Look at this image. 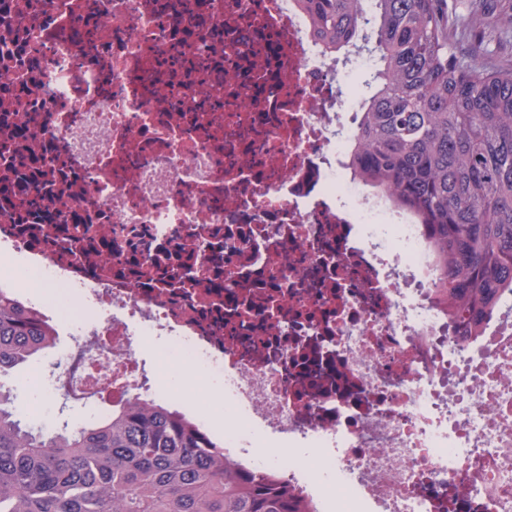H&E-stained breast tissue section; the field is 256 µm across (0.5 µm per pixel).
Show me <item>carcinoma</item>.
Instances as JSON below:
<instances>
[{"instance_id":"obj_1","label":"carcinoma","mask_w":512,"mask_h":512,"mask_svg":"<svg viewBox=\"0 0 512 512\" xmlns=\"http://www.w3.org/2000/svg\"><path fill=\"white\" fill-rule=\"evenodd\" d=\"M302 3L329 50L373 43L377 86L359 102L353 167L419 214L445 271L436 297L456 335H473L512 292V69L457 51L440 0ZM469 25L512 34V11L475 4ZM54 343L47 319L0 294V512H312L162 404L29 428L1 379Z\"/></svg>"}]
</instances>
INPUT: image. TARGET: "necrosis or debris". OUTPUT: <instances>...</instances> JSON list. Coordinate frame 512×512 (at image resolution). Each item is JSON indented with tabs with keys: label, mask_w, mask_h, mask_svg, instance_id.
Masks as SVG:
<instances>
[{
	"label": "necrosis or debris",
	"mask_w": 512,
	"mask_h": 512,
	"mask_svg": "<svg viewBox=\"0 0 512 512\" xmlns=\"http://www.w3.org/2000/svg\"><path fill=\"white\" fill-rule=\"evenodd\" d=\"M355 53L298 0H0V255L83 301L70 398L167 402L313 512H512V295L452 339L420 217L354 174ZM148 336L238 423L163 400Z\"/></svg>",
	"instance_id": "necrosis-or-debris-1"
}]
</instances>
